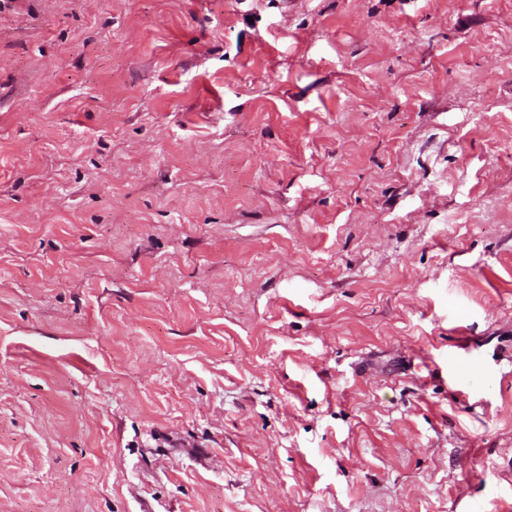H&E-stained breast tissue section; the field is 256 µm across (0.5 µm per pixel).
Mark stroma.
Listing matches in <instances>:
<instances>
[{
	"label": "stroma",
	"mask_w": 512,
	"mask_h": 512,
	"mask_svg": "<svg viewBox=\"0 0 512 512\" xmlns=\"http://www.w3.org/2000/svg\"><path fill=\"white\" fill-rule=\"evenodd\" d=\"M0 512H512V0H0Z\"/></svg>",
	"instance_id": "35a3bbf8"
}]
</instances>
